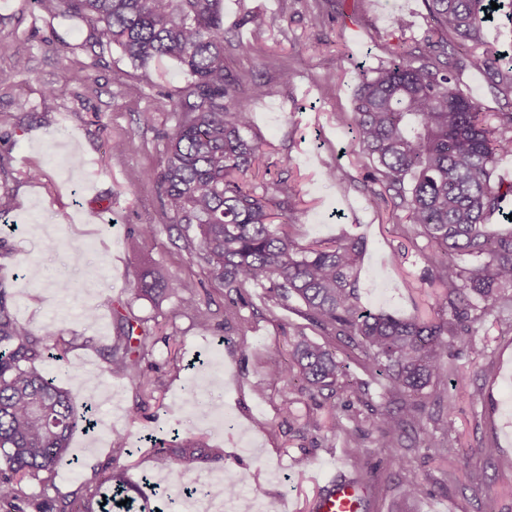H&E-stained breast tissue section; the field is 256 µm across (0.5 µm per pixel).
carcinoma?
Here are the masks:
<instances>
[{
	"label": "carcinoma",
	"mask_w": 512,
	"mask_h": 512,
	"mask_svg": "<svg viewBox=\"0 0 512 512\" xmlns=\"http://www.w3.org/2000/svg\"><path fill=\"white\" fill-rule=\"evenodd\" d=\"M498 8H491V2ZM223 0H33L48 15L82 18L95 44L117 46L131 66L148 72L164 58L175 60L187 75L176 95L155 100L159 112H173L177 124L167 137L161 165L148 173L171 226L180 231L184 250L205 266L231 295L225 319L247 304L246 289L268 288L279 304L295 299L300 317L328 336L323 343L298 340L291 358L267 360L264 389L272 380L301 382L312 396L362 400L369 384L343 381L346 364L334 343L358 351L371 379L388 387L372 406L378 444L396 463L407 427L422 423L426 402L464 379L447 364L451 339L468 336L475 322L503 303L512 304V229L488 230L494 217L512 222V184L492 181L498 155L512 152V112L488 113L464 93L457 73L462 67L484 73L492 91L512 97V57L486 47L490 22L512 26V0H423L431 28L422 46L398 52L385 65L361 69L348 125L354 146L368 169L369 201L387 199L406 212L416 240H427L420 253L446 288L437 316L430 321L372 312L358 297L363 243L341 238L331 243L298 245L293 213L298 192L284 178L254 185L247 175L260 171V145L249 137L251 102L269 94L266 84L245 81L224 65L226 48L244 55L258 51L251 42L232 41L224 27ZM492 19H486V15ZM194 231L189 236L188 231ZM154 224L132 228L133 247L155 237ZM152 298L175 294L186 310L199 311V299L175 278L150 268L134 284ZM8 285L0 280V512H94L88 486L55 496L58 466L69 452L79 425L95 427L77 414L69 392L41 368L51 358L66 361L67 343L57 332L34 331L12 314ZM152 347L146 329L124 335L106 347L104 372L147 390L141 362ZM446 415L423 431L428 448H439L454 432L452 403ZM175 463L189 468L200 440L176 437ZM39 492L28 494L24 481ZM404 493L418 498L424 482L401 475ZM99 485L115 486L100 494L99 512L127 492L123 472L112 468Z\"/></svg>",
	"instance_id": "carcinoma-1"
}]
</instances>
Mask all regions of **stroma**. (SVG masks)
I'll return each mask as SVG.
<instances>
[{"mask_svg":"<svg viewBox=\"0 0 512 512\" xmlns=\"http://www.w3.org/2000/svg\"><path fill=\"white\" fill-rule=\"evenodd\" d=\"M314 0H224V24L239 39L258 40L260 58L226 50L225 64L236 75H254L269 94L254 105L251 134L261 146L264 180L288 179L300 198L292 219L299 245L341 236L361 239L359 298L374 311L401 317L433 318L444 293L419 252L425 238L410 242L404 211L391 203H370L362 185L363 161L350 149L346 123L357 83L355 66L374 68L392 52L422 41L431 21L423 0H332L316 12ZM261 11L274 23L261 36L242 24L245 11ZM405 20L392 25L394 16ZM58 51L46 49V41ZM25 68H17V58ZM293 72L283 82L280 68ZM335 84L323 81L325 72ZM142 80L119 49L93 47L86 23L75 16H51L32 0H0V279L10 291L14 316L32 329L54 325L69 347L66 363L46 360L43 370L69 391L76 409L92 405L109 431H76L71 457L56 477L60 493L80 484L97 487L112 461L114 433L128 435L131 455L118 462L139 489L132 512H151L161 501L180 500L184 489L210 474L241 479L237 512L251 498L267 512H312L315 498L332 474H363L366 512H512V306L497 308L474 326L473 336L454 340L450 366L466 372V387L450 390L455 431L449 444L425 447L422 435L404 442L407 467L428 483L430 494L411 498L399 482V467L379 447L370 411L384 391L368 381L348 348L337 356L351 381H368L363 402L347 408L319 406L308 393L284 391L270 382L254 387L271 356L289 359L298 335L321 341L319 329L293 308L277 304L261 288L249 291L250 305L237 319L224 318V288L191 259L168 228L156 187L145 173L156 168L164 135L175 119L158 112L161 92L177 94L186 77L165 59ZM66 86L61 96L52 87ZM135 136L138 148L126 155L112 143ZM335 170L336 179L325 176ZM39 179H31L32 171ZM153 224L157 233L143 245L153 264L189 285L200 299V314L184 312L177 296L152 300L133 289L137 268L127 245L134 225ZM72 281L70 292L53 277ZM99 309L97 321L83 318ZM148 329L154 345L142 367L152 381L151 397L128 380L103 375L104 348L125 321ZM209 329H202V322ZM483 348L474 356L471 346ZM213 371L210 406L224 414L222 428L199 417L194 382ZM480 398H472V390ZM289 400L293 417L280 413ZM268 424L260 431L255 420ZM188 432L204 448L192 469L175 464L168 448L157 447L172 430ZM359 435L365 453L353 457L347 438ZM499 456L481 455L482 447ZM484 477L475 496L468 471Z\"/></svg>","mask_w":512,"mask_h":512,"instance_id":"1","label":"stroma"}]
</instances>
